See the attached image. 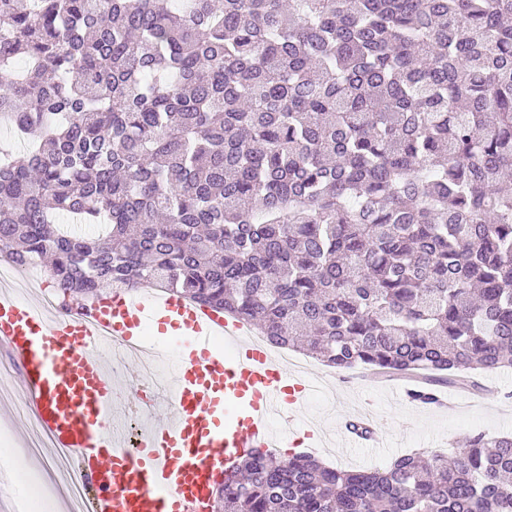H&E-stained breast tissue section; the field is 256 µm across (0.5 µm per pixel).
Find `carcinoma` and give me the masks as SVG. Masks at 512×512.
<instances>
[{
	"label": "carcinoma",
	"instance_id": "cac0c4a2",
	"mask_svg": "<svg viewBox=\"0 0 512 512\" xmlns=\"http://www.w3.org/2000/svg\"><path fill=\"white\" fill-rule=\"evenodd\" d=\"M0 254L162 288L411 400L512 368V0H0ZM66 214L100 224L93 238ZM512 512V436L242 458L221 512Z\"/></svg>",
	"mask_w": 512,
	"mask_h": 512
}]
</instances>
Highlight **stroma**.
I'll use <instances>...</instances> for the list:
<instances>
[{
	"mask_svg": "<svg viewBox=\"0 0 512 512\" xmlns=\"http://www.w3.org/2000/svg\"><path fill=\"white\" fill-rule=\"evenodd\" d=\"M305 364L310 372L336 386L335 395L310 399L302 415L304 422L319 427L329 439V447L315 449L314 454L330 466L385 468L406 454L450 453L478 432L512 434V369L493 374L497 391L486 397L444 388V395L457 399L455 410L448 412L411 403L405 392L412 380L373 381L365 378L363 367L339 371L311 357ZM363 411L375 413L388 436L387 447L369 448L345 437L347 424ZM31 440V434L20 430L17 422L0 420V449L12 451L18 474L38 487L46 484L53 461L44 453H30Z\"/></svg>",
	"mask_w": 512,
	"mask_h": 512,
	"instance_id": "obj_1",
	"label": "stroma"
}]
</instances>
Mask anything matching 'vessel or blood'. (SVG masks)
<instances>
[{
  "mask_svg": "<svg viewBox=\"0 0 512 512\" xmlns=\"http://www.w3.org/2000/svg\"><path fill=\"white\" fill-rule=\"evenodd\" d=\"M124 347L121 375L100 360ZM0 353L49 437L71 450L92 481L88 512H214L222 465L253 448H284L324 379L297 382L284 365L250 346L242 323L171 294H113L60 313L42 295L0 289ZM172 365L160 392L137 406L136 447L112 415L121 385L138 388L144 364Z\"/></svg>",
  "mask_w": 512,
  "mask_h": 512,
  "instance_id": "vessel-or-blood-1",
  "label": "vessel or blood"
}]
</instances>
